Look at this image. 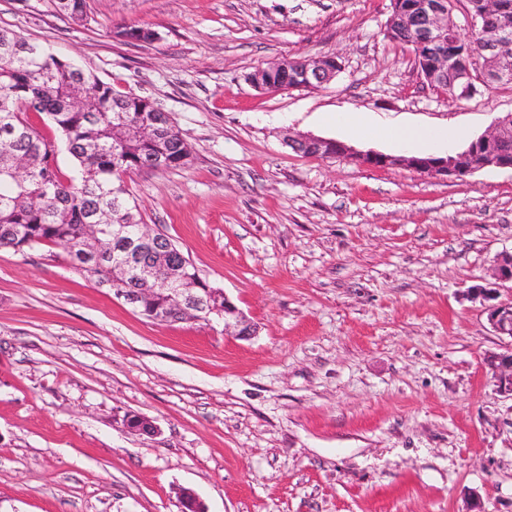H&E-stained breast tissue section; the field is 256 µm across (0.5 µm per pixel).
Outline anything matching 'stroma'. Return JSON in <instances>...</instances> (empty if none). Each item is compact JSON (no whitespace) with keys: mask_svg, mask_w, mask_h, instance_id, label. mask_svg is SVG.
Segmentation results:
<instances>
[{"mask_svg":"<svg viewBox=\"0 0 512 512\" xmlns=\"http://www.w3.org/2000/svg\"><path fill=\"white\" fill-rule=\"evenodd\" d=\"M0 0L12 29L150 99L191 147L125 179L143 220L258 327L158 322L62 248L0 249V512H512V399L484 365L507 338L467 298L512 252V170L451 178L294 152L353 139L335 112L462 130L512 112V84L455 102L385 36L390 0ZM129 26L153 42L120 37ZM336 55L315 89L249 74ZM151 418L152 435L125 415Z\"/></svg>","mask_w":512,"mask_h":512,"instance_id":"obj_1","label":"stroma"}]
</instances>
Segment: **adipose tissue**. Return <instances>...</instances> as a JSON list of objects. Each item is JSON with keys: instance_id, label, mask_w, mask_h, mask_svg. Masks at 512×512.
<instances>
[{"instance_id": "obj_1", "label": "adipose tissue", "mask_w": 512, "mask_h": 512, "mask_svg": "<svg viewBox=\"0 0 512 512\" xmlns=\"http://www.w3.org/2000/svg\"><path fill=\"white\" fill-rule=\"evenodd\" d=\"M331 120L361 139L381 140L404 149L420 150L431 145L445 146L459 135L458 129L452 126L428 128L379 123L365 120L354 112L334 113Z\"/></svg>"}]
</instances>
